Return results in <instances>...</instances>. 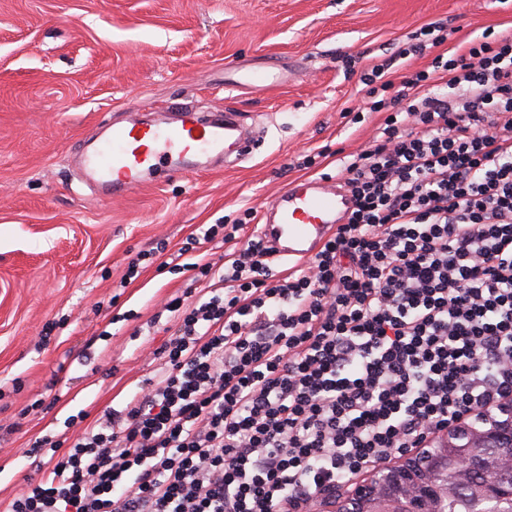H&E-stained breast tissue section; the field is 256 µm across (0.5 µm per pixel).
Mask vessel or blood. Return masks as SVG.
Wrapping results in <instances>:
<instances>
[{
  "instance_id": "vessel-or-blood-1",
  "label": "vessel or blood",
  "mask_w": 512,
  "mask_h": 512,
  "mask_svg": "<svg viewBox=\"0 0 512 512\" xmlns=\"http://www.w3.org/2000/svg\"><path fill=\"white\" fill-rule=\"evenodd\" d=\"M253 149L237 113L228 112L220 121L195 119L172 125L157 120L113 127L110 136L87 154L85 167L90 179L117 198L136 190L143 173L162 163L179 173L183 161L202 153L245 156ZM351 208L345 188L302 179L279 193L259 234L275 258L298 263L318 251L336 225L345 222Z\"/></svg>"
}]
</instances>
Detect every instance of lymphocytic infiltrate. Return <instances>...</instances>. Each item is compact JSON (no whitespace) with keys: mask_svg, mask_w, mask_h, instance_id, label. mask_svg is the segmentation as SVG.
Returning a JSON list of instances; mask_svg holds the SVG:
<instances>
[{"mask_svg":"<svg viewBox=\"0 0 512 512\" xmlns=\"http://www.w3.org/2000/svg\"><path fill=\"white\" fill-rule=\"evenodd\" d=\"M362 82L387 116L339 164L346 222L286 272L242 221L192 234L160 373L39 440L55 462L0 512H304L512 393V34Z\"/></svg>","mask_w":512,"mask_h":512,"instance_id":"obj_1","label":"lymphocytic infiltrate"}]
</instances>
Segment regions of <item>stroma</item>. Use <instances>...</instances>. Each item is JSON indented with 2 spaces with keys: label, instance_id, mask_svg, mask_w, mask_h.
<instances>
[{
  "label": "stroma",
  "instance_id": "1",
  "mask_svg": "<svg viewBox=\"0 0 512 512\" xmlns=\"http://www.w3.org/2000/svg\"><path fill=\"white\" fill-rule=\"evenodd\" d=\"M431 22L453 45L504 32L512 0H0V498L39 478L36 440L74 438L67 417L119 407L158 372L170 334L152 318L195 284L161 270L157 244L259 223L288 183L335 175L336 155L367 149L384 119L366 111L361 75L430 65L444 46L396 52ZM247 70L280 82L231 88ZM175 104L242 113L259 149L159 170L112 200L84 182L92 137Z\"/></svg>",
  "mask_w": 512,
  "mask_h": 512
}]
</instances>
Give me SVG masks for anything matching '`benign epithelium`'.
Masks as SVG:
<instances>
[{"mask_svg":"<svg viewBox=\"0 0 512 512\" xmlns=\"http://www.w3.org/2000/svg\"><path fill=\"white\" fill-rule=\"evenodd\" d=\"M443 448H491L493 453L489 462L460 456L459 480L440 485L439 475L447 468V456L440 453ZM478 466L512 473V394L499 402L496 412L483 411L473 422H458L397 463L379 465L365 480L350 482V490L339 485L334 493L320 494L311 512H373L371 503L397 504L378 512H447L448 499Z\"/></svg>","mask_w":512,"mask_h":512,"instance_id":"benign-epithelium-1","label":"benign epithelium"}]
</instances>
